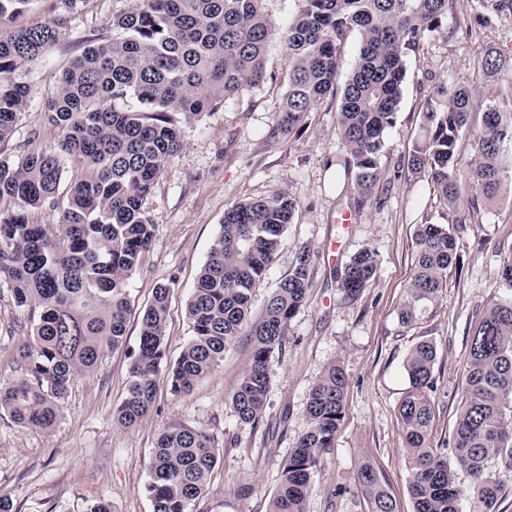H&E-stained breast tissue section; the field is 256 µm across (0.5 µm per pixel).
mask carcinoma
<instances>
[{
  "instance_id": "obj_1",
  "label": "carcinoma",
  "mask_w": 512,
  "mask_h": 512,
  "mask_svg": "<svg viewBox=\"0 0 512 512\" xmlns=\"http://www.w3.org/2000/svg\"><path fill=\"white\" fill-rule=\"evenodd\" d=\"M32 0H0V18L21 14ZM86 0H59L57 18L18 28L0 38V144L27 110V87L13 73L37 59L62 35L66 16ZM112 15V35L94 34L62 72L41 109L42 120L62 128L59 150L0 159V278L31 322L19 351V377L0 385V413L22 427L49 429L76 377L93 372L110 349L126 342L128 283L152 240L145 203L164 167L182 149L180 121H198L245 87L266 77V45L279 34L288 46V92L271 132H291L327 95L339 97L338 131L358 192L368 197L378 179L385 133L395 122L409 52L435 32L448 0H299L287 25L277 28L266 0H127ZM359 42L356 65L338 85L340 52L351 34ZM439 90L425 103L424 139L410 166L428 175L453 205L459 199L456 148L468 123L469 95ZM484 136L466 171L478 202L493 203L512 174V112L491 102L483 112ZM80 165L66 185V208L57 224H35L29 212L54 210L62 162ZM297 207L285 190L224 212L220 231L187 304L192 335L179 357L167 361L165 336L170 287L155 288L141 316L118 422L132 426L148 414L157 381L165 374L175 394L185 393L224 358L237 336L253 341V356L232 396L239 420L262 418L270 384L269 362L282 347L290 320L308 288L313 250L302 246L288 275L262 313L251 316V295L275 257ZM417 262L401 319L412 320L443 287L457 262L456 238L441 224L416 234ZM378 253L364 247L349 257L339 277L342 298L353 301L375 277ZM499 276L507 298L487 307L467 355L464 401L451 454L430 446L433 421L434 346L419 342L405 364L410 386L399 414L412 460L408 493L414 512H459L463 490L455 469L471 478L473 512H496L501 480L488 470L496 459L512 472V252ZM347 386L343 368H324L306 404L308 428L285 459L270 512H305L320 456L335 447ZM218 449L203 431L176 425L159 437L146 491L153 512H192L213 471ZM359 486L370 512H397L383 475L361 467Z\"/></svg>"
}]
</instances>
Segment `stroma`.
I'll return each mask as SVG.
<instances>
[{
  "label": "stroma",
  "mask_w": 512,
  "mask_h": 512,
  "mask_svg": "<svg viewBox=\"0 0 512 512\" xmlns=\"http://www.w3.org/2000/svg\"><path fill=\"white\" fill-rule=\"evenodd\" d=\"M126 6V0H87L82 11L68 16L58 43L38 59L18 63L15 76L28 88L29 109L1 156L15 160L58 147L63 134L43 122L41 108L77 54V41L105 28ZM483 12L480 0H448L438 32L409 53L399 110L379 159L380 180L367 201H359L354 179L342 167L347 151L338 133L336 97L321 99L287 137L268 140L288 90V49L280 37L267 45L262 86L183 124V148L163 167L146 203L153 241L129 280L125 345L109 352L96 371L75 379L53 428H23L0 416V496L11 499L14 512H88L102 499L112 512H152L146 491L152 450L160 433L179 424L204 430L220 450L209 487L192 512H269L283 462L307 428L308 393L332 362L348 379L344 413L333 450L315 470L305 512H368L358 483L366 462L382 470L398 512H413L398 414L409 387L407 356L422 341L435 347L430 439L433 447H451L472 328L486 307L504 299L498 269L501 256L512 251V193L474 209V191L462 179L460 198L450 206L427 176L409 166L424 136V103L437 86L470 93L472 112L457 147L464 163L482 135L486 103L505 98L512 87V14L483 24ZM490 48L505 61L494 79L483 67ZM282 189L297 208L276 258L253 290V314L263 311L301 246L314 255L307 298L272 357L262 420L241 423L231 402L252 356L249 338L241 336L191 392L174 394L167 379L159 378L150 414L138 425H119L141 313L156 286L170 288L165 343L173 360L191 335L186 303L225 210ZM346 211L352 223H340ZM422 224L449 227L460 261L449 268L439 296L405 323L400 313ZM332 241L340 245L334 253L328 250ZM367 246L378 253L376 276L355 301H346L337 276ZM30 326L0 281V384L16 377L18 350Z\"/></svg>",
  "instance_id": "obj_1"
}]
</instances>
